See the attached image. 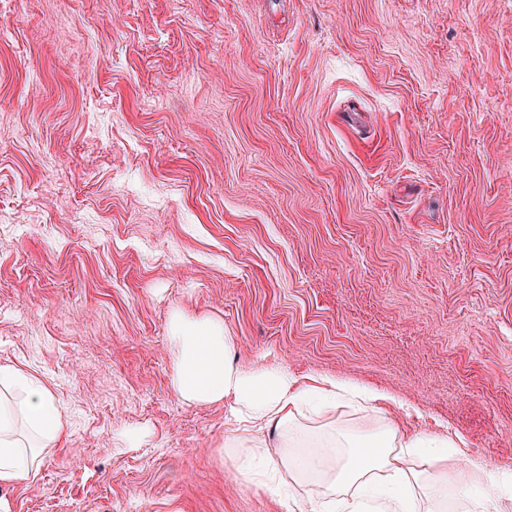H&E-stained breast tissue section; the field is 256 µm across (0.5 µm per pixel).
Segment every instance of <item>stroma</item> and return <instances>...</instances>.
<instances>
[{
	"label": "stroma",
	"instance_id": "35a3bbf8",
	"mask_svg": "<svg viewBox=\"0 0 512 512\" xmlns=\"http://www.w3.org/2000/svg\"><path fill=\"white\" fill-rule=\"evenodd\" d=\"M175 307L512 472V0H15L0 366L68 432L8 512H288L171 391Z\"/></svg>",
	"mask_w": 512,
	"mask_h": 512
}]
</instances>
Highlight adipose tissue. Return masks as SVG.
<instances>
[{"mask_svg":"<svg viewBox=\"0 0 512 512\" xmlns=\"http://www.w3.org/2000/svg\"><path fill=\"white\" fill-rule=\"evenodd\" d=\"M168 339L172 392L189 405L224 404L239 424L224 439L225 454L257 487L291 482L300 491V512H438L449 490L466 492L475 475L476 512H498L500 499L512 493V474L484 459L448 470L444 434L409 435L387 421L343 436L332 420L323 430L308 428L306 407L322 414L348 392L369 404L380 396L333 378L303 380L278 366L239 363L219 318L173 309ZM66 432L48 384L0 366V487L36 480Z\"/></svg>","mask_w":512,"mask_h":512,"instance_id":"obj_1","label":"adipose tissue"}]
</instances>
